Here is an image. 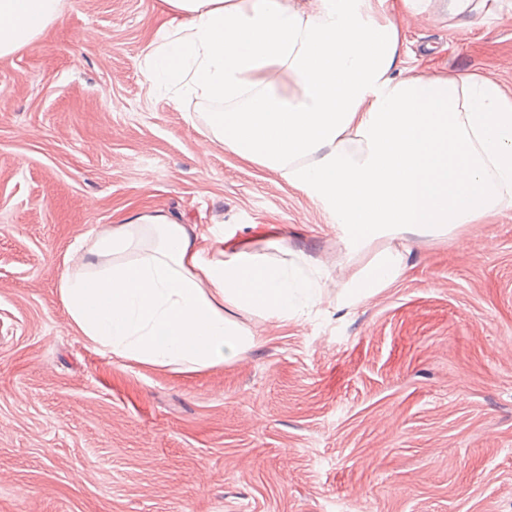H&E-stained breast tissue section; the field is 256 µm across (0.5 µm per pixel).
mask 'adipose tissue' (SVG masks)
I'll return each mask as SVG.
<instances>
[{"label":"adipose tissue","mask_w":512,"mask_h":512,"mask_svg":"<svg viewBox=\"0 0 512 512\" xmlns=\"http://www.w3.org/2000/svg\"><path fill=\"white\" fill-rule=\"evenodd\" d=\"M386 0H162L150 86L222 102L207 115L240 156L283 170L333 215L348 252L410 230L435 237L512 207V100L476 74L399 72ZM62 0H0V58L35 47ZM296 90L282 93L283 82ZM58 288L75 329L114 357L175 370L246 352L225 308L283 322L323 296L325 270L224 250L215 229L161 213L99 225ZM404 271L383 249L343 286L350 304Z\"/></svg>","instance_id":"1"}]
</instances>
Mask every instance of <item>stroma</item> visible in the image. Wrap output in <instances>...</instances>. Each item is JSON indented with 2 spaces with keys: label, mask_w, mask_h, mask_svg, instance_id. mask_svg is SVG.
Masks as SVG:
<instances>
[{
  "label": "stroma",
  "mask_w": 512,
  "mask_h": 512,
  "mask_svg": "<svg viewBox=\"0 0 512 512\" xmlns=\"http://www.w3.org/2000/svg\"><path fill=\"white\" fill-rule=\"evenodd\" d=\"M392 12L406 68L512 100V0ZM160 0H63L0 58V512H512V209L348 253L330 213L215 139L221 103L152 90ZM160 212L224 245L326 268L321 302L195 371L89 344L59 295L97 225ZM279 249H268V242ZM395 282L338 283L385 248ZM404 271L403 256L389 248L375 254L371 262L343 285L342 297L353 304L396 280Z\"/></svg>",
  "instance_id": "35a3bbf8"
}]
</instances>
